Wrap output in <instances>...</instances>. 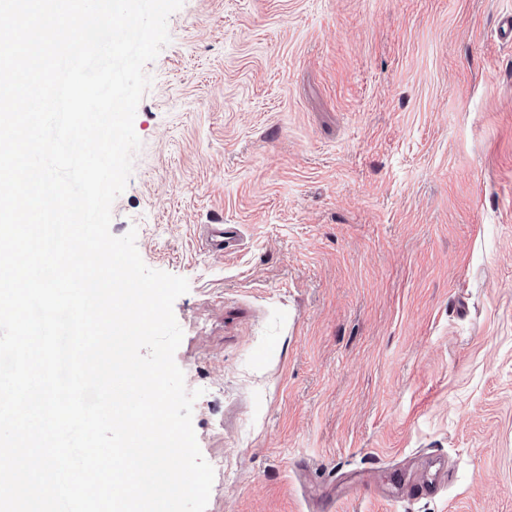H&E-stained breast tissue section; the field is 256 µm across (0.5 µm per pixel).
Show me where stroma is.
Listing matches in <instances>:
<instances>
[{"label": "stroma", "instance_id": "1", "mask_svg": "<svg viewBox=\"0 0 512 512\" xmlns=\"http://www.w3.org/2000/svg\"><path fill=\"white\" fill-rule=\"evenodd\" d=\"M512 0H184L110 230L187 278L206 512H512ZM203 224L236 225L218 254ZM440 460L437 495L409 471Z\"/></svg>", "mask_w": 512, "mask_h": 512}]
</instances>
